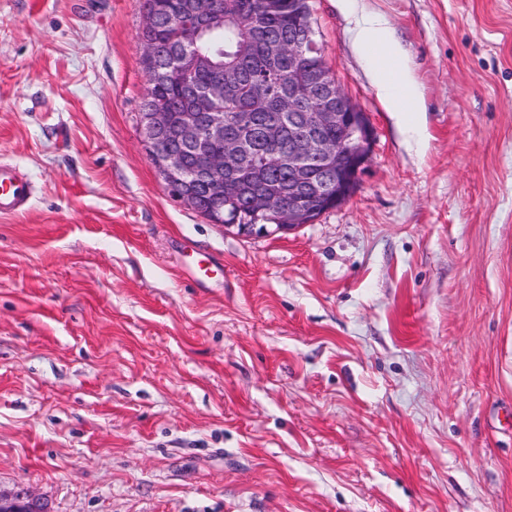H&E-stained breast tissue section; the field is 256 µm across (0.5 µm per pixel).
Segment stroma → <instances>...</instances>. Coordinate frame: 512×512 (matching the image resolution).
<instances>
[{"label":"stroma","instance_id":"35a3bbf8","mask_svg":"<svg viewBox=\"0 0 512 512\" xmlns=\"http://www.w3.org/2000/svg\"><path fill=\"white\" fill-rule=\"evenodd\" d=\"M311 8L374 151L345 204L248 236L148 157L144 0H0V159L36 186L0 218V490L51 512H512V0ZM369 15L419 111L377 97ZM211 263L223 285L190 276Z\"/></svg>","mask_w":512,"mask_h":512}]
</instances>
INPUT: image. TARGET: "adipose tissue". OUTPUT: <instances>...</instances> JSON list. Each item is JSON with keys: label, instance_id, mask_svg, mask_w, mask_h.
<instances>
[{"label": "adipose tissue", "instance_id": "adipose-tissue-1", "mask_svg": "<svg viewBox=\"0 0 512 512\" xmlns=\"http://www.w3.org/2000/svg\"><path fill=\"white\" fill-rule=\"evenodd\" d=\"M353 41L365 57L371 58L377 47L383 52L384 63L372 62L370 72L372 85L385 107L392 112L415 111L419 94L410 77L409 66L378 23L371 18L363 19L354 30Z\"/></svg>", "mask_w": 512, "mask_h": 512}]
</instances>
